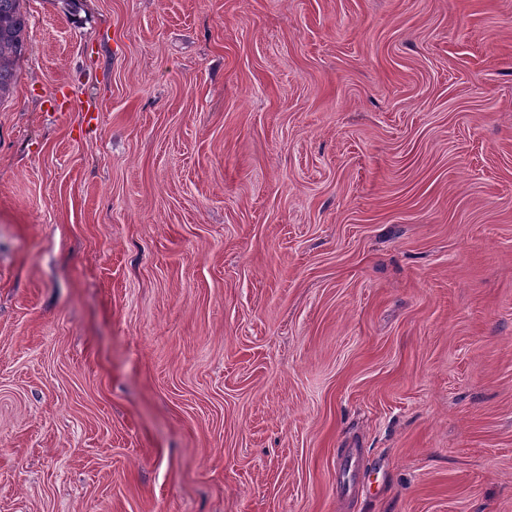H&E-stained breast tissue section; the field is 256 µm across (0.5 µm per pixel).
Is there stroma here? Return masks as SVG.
Masks as SVG:
<instances>
[{
	"mask_svg": "<svg viewBox=\"0 0 512 512\" xmlns=\"http://www.w3.org/2000/svg\"><path fill=\"white\" fill-rule=\"evenodd\" d=\"M24 7L0 512H512V0Z\"/></svg>",
	"mask_w": 512,
	"mask_h": 512,
	"instance_id": "obj_1",
	"label": "stroma"
}]
</instances>
